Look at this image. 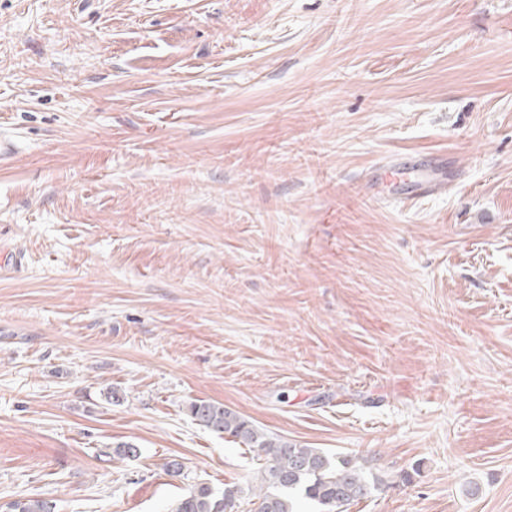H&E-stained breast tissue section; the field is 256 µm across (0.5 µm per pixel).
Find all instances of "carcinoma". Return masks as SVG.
Wrapping results in <instances>:
<instances>
[{
    "label": "carcinoma",
    "mask_w": 512,
    "mask_h": 512,
    "mask_svg": "<svg viewBox=\"0 0 512 512\" xmlns=\"http://www.w3.org/2000/svg\"><path fill=\"white\" fill-rule=\"evenodd\" d=\"M189 411L206 427L244 444L262 461L259 487L248 486L258 500L255 512H295L298 498L310 502L317 512H346L351 502L370 494L364 467L352 459L270 436L221 405L197 401L190 404ZM241 493L243 490L233 485L218 494L208 483L199 482L171 512H235ZM9 507L10 512H55L56 505L34 498L16 500Z\"/></svg>",
    "instance_id": "1"
}]
</instances>
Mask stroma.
<instances>
[{
  "label": "stroma",
  "instance_id": "stroma-1",
  "mask_svg": "<svg viewBox=\"0 0 512 512\" xmlns=\"http://www.w3.org/2000/svg\"><path fill=\"white\" fill-rule=\"evenodd\" d=\"M0 126V505L247 486L202 400L512 512V0H0ZM392 171L401 175H413L407 182L408 196H421L440 190L448 183V168L435 165L429 159L414 158L395 164Z\"/></svg>",
  "mask_w": 512,
  "mask_h": 512
}]
</instances>
